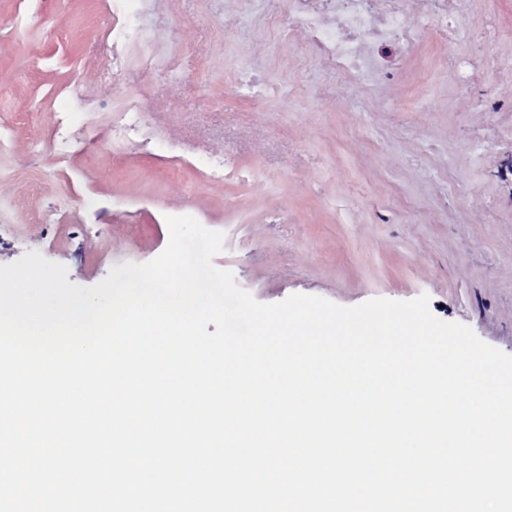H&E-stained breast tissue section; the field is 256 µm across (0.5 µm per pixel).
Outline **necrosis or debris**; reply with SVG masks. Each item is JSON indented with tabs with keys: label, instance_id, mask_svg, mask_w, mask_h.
<instances>
[{
	"label": "necrosis or debris",
	"instance_id": "necrosis-or-debris-1",
	"mask_svg": "<svg viewBox=\"0 0 512 512\" xmlns=\"http://www.w3.org/2000/svg\"><path fill=\"white\" fill-rule=\"evenodd\" d=\"M240 13L258 15L279 40L292 41L303 28L320 70L352 83L375 82L414 55L423 39V17H430L437 42L448 47V67L456 88L454 107L472 106L471 80L492 76L496 88L512 87V27L484 28L486 42L498 51L490 57L460 56L451 48L465 38L460 19L469 0H236ZM112 21L103 37L109 49L96 63V77L105 82L130 65L154 71L156 61L145 49L153 43L155 21L150 0H106ZM98 136L101 147L129 146L144 127L147 104L137 88Z\"/></svg>",
	"mask_w": 512,
	"mask_h": 512
}]
</instances>
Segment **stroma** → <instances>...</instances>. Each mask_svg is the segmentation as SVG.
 <instances>
[{
	"mask_svg": "<svg viewBox=\"0 0 512 512\" xmlns=\"http://www.w3.org/2000/svg\"><path fill=\"white\" fill-rule=\"evenodd\" d=\"M159 53L176 71L132 74L106 103L68 97L105 52L103 0H0V265L39 252L69 282L93 286L111 268L167 246V216L224 236L215 265L258 301L293 294L354 306L428 294L433 316L469 326L512 354V152L495 133L512 112L449 109L443 49L423 42L412 72L371 86L337 83L331 111L304 101L327 77L256 26L233 0H153ZM262 74L265 83L251 85ZM149 126L172 145L234 157L239 179L206 181L151 145L110 152L95 136L127 85ZM76 142L52 149L58 119ZM74 199L75 208L61 209ZM60 211L34 222V211Z\"/></svg>",
	"mask_w": 512,
	"mask_h": 512,
	"instance_id": "1",
	"label": "stroma"
}]
</instances>
